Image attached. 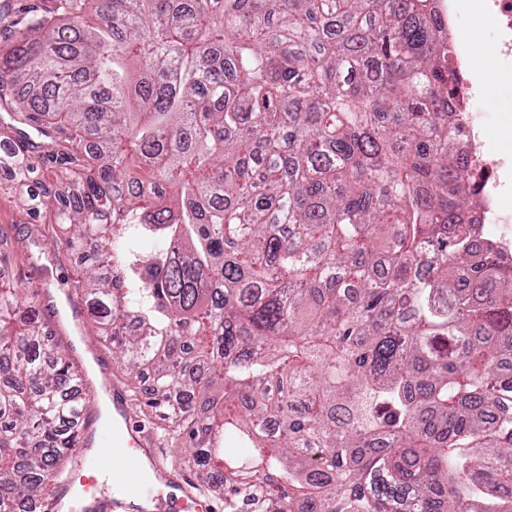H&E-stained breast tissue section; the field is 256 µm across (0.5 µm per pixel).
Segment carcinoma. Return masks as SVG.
<instances>
[{"instance_id":"cac0c4a2","label":"carcinoma","mask_w":512,"mask_h":512,"mask_svg":"<svg viewBox=\"0 0 512 512\" xmlns=\"http://www.w3.org/2000/svg\"><path fill=\"white\" fill-rule=\"evenodd\" d=\"M447 29L437 0H56L0 52V170L50 133L47 237L224 512H512V251L474 214ZM84 403L0 277V512L46 495Z\"/></svg>"}]
</instances>
